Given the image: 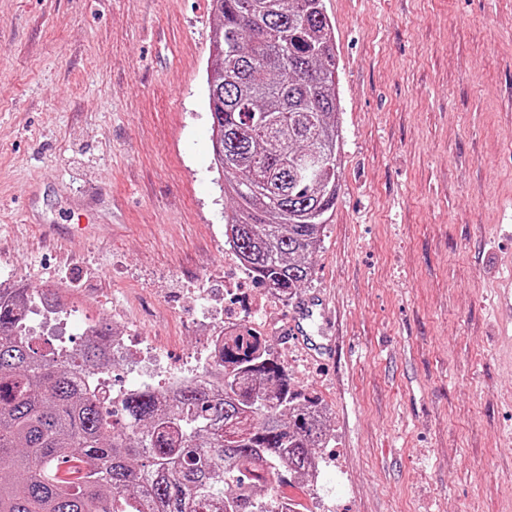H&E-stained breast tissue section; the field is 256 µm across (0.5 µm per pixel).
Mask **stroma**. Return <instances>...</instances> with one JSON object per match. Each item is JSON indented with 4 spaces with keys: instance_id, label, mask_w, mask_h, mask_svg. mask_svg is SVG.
<instances>
[{
    "instance_id": "stroma-1",
    "label": "stroma",
    "mask_w": 512,
    "mask_h": 512,
    "mask_svg": "<svg viewBox=\"0 0 512 512\" xmlns=\"http://www.w3.org/2000/svg\"><path fill=\"white\" fill-rule=\"evenodd\" d=\"M341 187L311 280L242 309L330 413L321 512H512V0H325ZM210 0H0V259L167 364L235 297ZM320 300L333 351L289 333Z\"/></svg>"
}]
</instances>
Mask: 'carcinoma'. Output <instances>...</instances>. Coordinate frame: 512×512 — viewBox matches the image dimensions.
<instances>
[{
	"label": "carcinoma",
	"instance_id": "carcinoma-1",
	"mask_svg": "<svg viewBox=\"0 0 512 512\" xmlns=\"http://www.w3.org/2000/svg\"><path fill=\"white\" fill-rule=\"evenodd\" d=\"M213 152L230 248L284 297L310 280L340 180L338 62L324 0H210ZM58 289L0 293V512H294L277 481L319 465L326 421L270 345L224 341L222 372L107 410L112 367L93 340L69 354L22 337L28 305Z\"/></svg>",
	"mask_w": 512,
	"mask_h": 512
}]
</instances>
